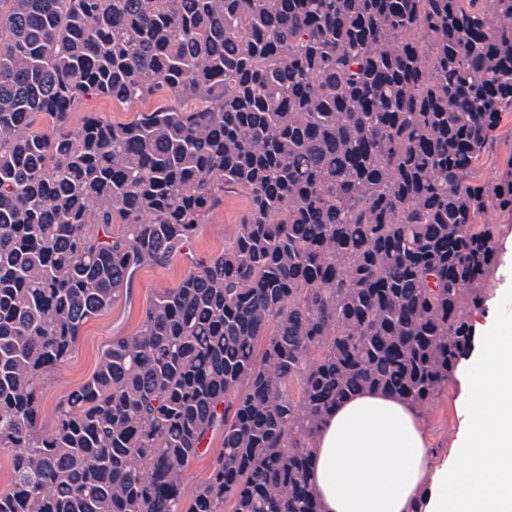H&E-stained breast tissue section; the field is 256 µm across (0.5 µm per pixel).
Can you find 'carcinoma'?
<instances>
[{
	"mask_svg": "<svg viewBox=\"0 0 512 512\" xmlns=\"http://www.w3.org/2000/svg\"><path fill=\"white\" fill-rule=\"evenodd\" d=\"M161 92L179 105L70 123ZM509 110L512 0H0V512H322L328 412L376 390L423 413L472 350ZM228 186L224 250L41 429L40 377ZM166 93H161L154 99H149L142 103L131 105L112 102L110 99L102 97H89L82 101L71 114V125L80 124L85 112H103L109 119L115 122H125L129 120L134 112L152 110L168 100ZM512 157V111L502 114L496 130L493 146L483 161L481 176L484 179L502 174L508 159ZM209 448V453L195 460L183 475L182 484L185 491V498H189L193 489L207 477L211 462L222 448V437L220 435L212 436Z\"/></svg>",
	"mask_w": 512,
	"mask_h": 512,
	"instance_id": "carcinoma-1",
	"label": "carcinoma"
}]
</instances>
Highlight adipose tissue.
Returning <instances> with one entry per match:
<instances>
[{
    "label": "adipose tissue",
    "instance_id": "obj_1",
    "mask_svg": "<svg viewBox=\"0 0 512 512\" xmlns=\"http://www.w3.org/2000/svg\"><path fill=\"white\" fill-rule=\"evenodd\" d=\"M474 363L465 386L487 410L470 414L446 457L429 452L409 403L365 391L337 405L310 474L324 512H512V336L483 339Z\"/></svg>",
    "mask_w": 512,
    "mask_h": 512
}]
</instances>
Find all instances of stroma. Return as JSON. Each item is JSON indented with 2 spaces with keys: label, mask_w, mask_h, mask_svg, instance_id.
Listing matches in <instances>:
<instances>
[{
  "label": "stroma",
  "mask_w": 512,
  "mask_h": 512,
  "mask_svg": "<svg viewBox=\"0 0 512 512\" xmlns=\"http://www.w3.org/2000/svg\"><path fill=\"white\" fill-rule=\"evenodd\" d=\"M167 99V94L162 93L136 105H125L102 97H89L72 112L71 122L80 124L88 112H101L113 121L124 122L134 112L154 109ZM246 209L247 200L241 191H225L223 204L201 225L186 254L175 257L164 266L142 268L126 294L109 312L84 325L79 343L68 360L46 372L41 380V428L53 425L57 402L92 377L102 351L112 338L134 334L156 292L178 284L189 267L190 256H204L223 250L225 239L233 234ZM487 221L499 227L501 262L487 282L484 306L473 314L472 323L481 338L512 331V214L493 209L489 211ZM472 408V398L459 381H452L443 388L421 418L431 449L440 454L446 453L461 422Z\"/></svg>",
  "instance_id": "35a3bbf8"
}]
</instances>
